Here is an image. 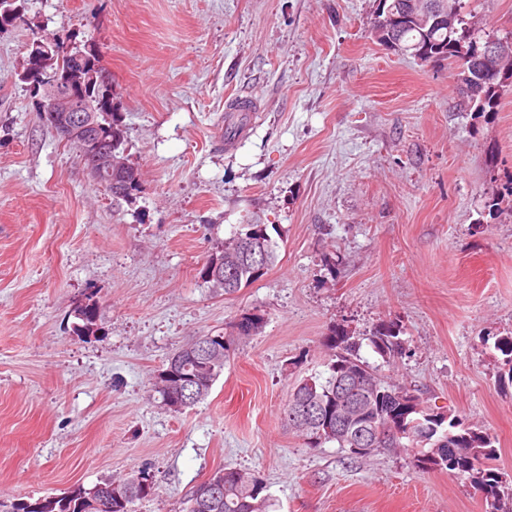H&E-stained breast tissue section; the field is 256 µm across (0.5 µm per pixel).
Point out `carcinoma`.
<instances>
[{"instance_id":"obj_1","label":"carcinoma","mask_w":512,"mask_h":512,"mask_svg":"<svg viewBox=\"0 0 512 512\" xmlns=\"http://www.w3.org/2000/svg\"><path fill=\"white\" fill-rule=\"evenodd\" d=\"M455 14L448 20L436 22L426 28L408 26L396 34L401 50L412 54L423 48L435 51V62H448L457 70L462 93L480 112H494L504 88L512 85V37H499L472 25L463 13L462 0H452ZM27 0H0V32L15 27L13 20L24 17V4ZM492 42L508 49L504 56L501 71L495 80H483L481 51L484 45ZM56 48V69L64 75L72 69V60L80 56L84 72L89 75L86 89L89 95L100 103L94 113L97 124L96 137L99 141L112 142V148L123 154L126 152L125 136L117 114L113 112L112 97L104 84L105 77L98 65V58L92 51H83L76 46L68 47L59 42ZM122 182L132 188V196L142 192V178L135 165L124 170ZM256 224H242L235 235L216 247L214 255L236 250L248 239L256 238ZM261 265L250 259L242 260L236 277L229 281L205 279L214 290L224 292L230 298L241 289L253 284L264 275L277 259L276 242L270 235L264 236ZM95 293L86 297V302L76 311L82 322L77 328L81 336L96 332ZM264 316L246 311L232 324L228 334H213L211 344L220 352L207 357V377L209 383L194 390H185V397L196 405L205 399L224 367L230 359L235 339L249 337L261 332ZM368 345L383 362L389 363L406 351V341L402 338V326L396 321L383 322L367 337ZM323 346L329 352L326 375H310L297 380L290 389L288 400L283 408L284 420L294 429L309 448H320L326 443H334L342 451L353 447L351 432L328 433L318 423L298 424L289 418L291 404L299 398L317 402L323 408L322 418L336 419V409H343L356 403L355 394L349 383L338 378L337 368L346 364L349 370L364 374L363 381L375 385L383 395L378 401L379 412L387 413L385 421L402 431V436L377 445V450L386 448H418L415 467L425 472L431 468L456 470L470 478L472 488L481 494L486 503V512H512V488L503 481L498 467V453L495 439L489 434L475 429L448 413H432L419 395L413 390L391 383L379 375L378 369L371 366L361 354L362 342L343 327L333 328L324 337ZM224 481V495L215 505L201 507L198 489H193L186 501L185 512H270L272 503L264 494L266 484L255 473L236 468L224 467L213 473ZM153 485L129 487L126 479H106L91 489L75 495L70 490L61 496L46 497L34 502H18L12 512H133L136 501L149 496Z\"/></svg>"}]
</instances>
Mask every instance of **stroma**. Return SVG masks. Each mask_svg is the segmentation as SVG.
<instances>
[{
	"instance_id": "1",
	"label": "stroma",
	"mask_w": 512,
	"mask_h": 512,
	"mask_svg": "<svg viewBox=\"0 0 512 512\" xmlns=\"http://www.w3.org/2000/svg\"><path fill=\"white\" fill-rule=\"evenodd\" d=\"M512 34V0H463ZM376 0H28L0 34V506L148 472L136 512H180L217 469L258 472L276 512H485L411 452L306 447L283 421L324 337L394 320L384 375L492 435L512 481V90L476 112L448 67L370 35ZM47 35L94 51L144 190L114 204L20 82ZM252 101L235 139L231 102ZM276 228L235 299L199 271L239 225ZM96 293L94 335L75 308ZM263 314L208 397L175 414L150 379L191 339Z\"/></svg>"
}]
</instances>
